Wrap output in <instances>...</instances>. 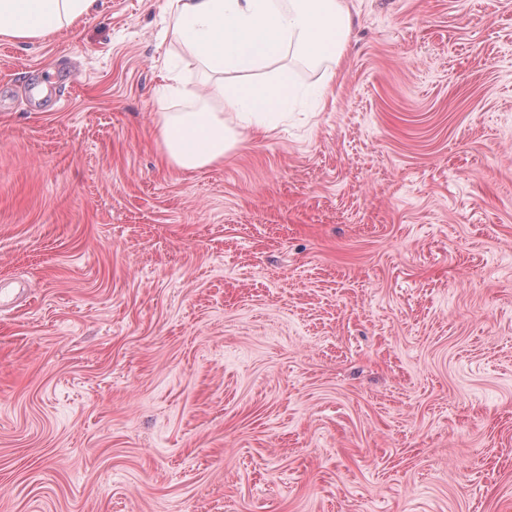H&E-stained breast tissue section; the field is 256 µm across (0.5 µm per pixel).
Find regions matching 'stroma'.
<instances>
[{
    "instance_id": "obj_1",
    "label": "stroma",
    "mask_w": 512,
    "mask_h": 512,
    "mask_svg": "<svg viewBox=\"0 0 512 512\" xmlns=\"http://www.w3.org/2000/svg\"><path fill=\"white\" fill-rule=\"evenodd\" d=\"M164 2L0 38V512H512V0H348L191 171Z\"/></svg>"
}]
</instances>
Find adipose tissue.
<instances>
[{"mask_svg":"<svg viewBox=\"0 0 512 512\" xmlns=\"http://www.w3.org/2000/svg\"><path fill=\"white\" fill-rule=\"evenodd\" d=\"M96 0H0V37L33 40L77 25ZM166 34L185 45L218 79L199 112H164L159 134L167 164L199 169L223 162L237 129L268 132L296 92L270 65L289 50L311 61L340 60L347 0H166Z\"/></svg>","mask_w":512,"mask_h":512,"instance_id":"ef3b65f1","label":"adipose tissue"}]
</instances>
